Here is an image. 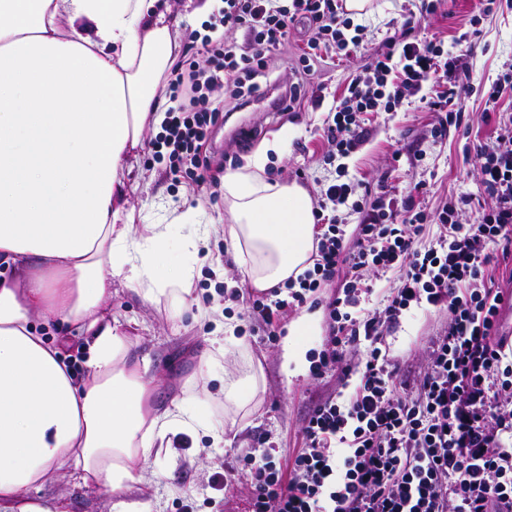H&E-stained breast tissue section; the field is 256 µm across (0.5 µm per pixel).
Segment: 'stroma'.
I'll use <instances>...</instances> for the list:
<instances>
[{"label": "stroma", "mask_w": 512, "mask_h": 512, "mask_svg": "<svg viewBox=\"0 0 512 512\" xmlns=\"http://www.w3.org/2000/svg\"><path fill=\"white\" fill-rule=\"evenodd\" d=\"M372 13L359 17L369 47H381L389 33L400 28L408 11L418 10L419 0H372ZM480 37H473V30ZM422 31L438 38L445 52H452L462 34L472 37L469 67L474 88L462 97L468 130H450L443 139L430 130L435 115L418 97H409L396 111L369 114L366 140L340 163L326 164L328 150L322 137L324 108L316 107L317 87L342 92L365 62L362 55L313 63L305 80V95L289 112H271L261 107L234 113L228 121H217L208 130L204 146L212 182L199 185L194 171L172 172L168 161L140 150V166L133 172L140 187L133 198L148 221L163 217L161 206L172 203L180 209L203 207L207 228L208 257L191 256L182 241L186 227L172 229V247L166 263L192 262L194 295L209 316H184L172 323L173 301L151 304L130 292L121 282L112 284V313L120 321H133L141 350L151 352L157 379L155 401L167 405L172 398L188 400L200 420L222 424L230 418L224 410V374L259 368L263 391L258 407L239 416L225 442L213 445L205 430L183 435L172 452L145 463L140 474L153 486V512H250L244 459L270 451L274 462L291 458L303 445L302 428L318 400L337 392L335 380H312L309 374L288 375L283 367L282 339L267 340L266 327L249 316L245 300L253 291L242 279L234 252L224 239L218 222L224 214V197L214 193V184L224 181L233 166H246L258 153H265L267 179L298 184L311 197L338 176L364 182L387 179L397 197H404L417 182L428 188L420 203L436 211L451 197L467 196L472 203L464 220L474 219L482 196L479 192L474 148L490 142L493 124L481 114L485 101L481 85L490 84L502 66L512 62V0H497L490 14H483L482 0H437L434 14L425 16ZM285 138L283 150H272L277 138ZM235 325L244 344L242 353L227 357L206 378H199V360L208 349L216 322ZM448 328V314L430 307L404 311L398 324L387 331L384 345L402 374L414 377L424 367L427 339ZM64 500L70 512H112L113 495L103 487H80L63 480L50 490Z\"/></svg>", "instance_id": "35a3bbf8"}]
</instances>
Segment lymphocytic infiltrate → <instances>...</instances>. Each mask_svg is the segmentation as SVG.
I'll list each match as a JSON object with an SVG mask.
<instances>
[{
    "mask_svg": "<svg viewBox=\"0 0 512 512\" xmlns=\"http://www.w3.org/2000/svg\"><path fill=\"white\" fill-rule=\"evenodd\" d=\"M311 34L302 62L347 56L365 49L343 0H221L201 37L217 45L208 65L178 61L170 83L163 132L153 155L173 170H207L200 154L216 110L205 91L220 88L232 111L248 108L257 91L244 79L264 75L268 58L283 46L296 21ZM415 15L370 52L360 73L331 106L322 125L335 158L347 157L366 138L360 117L389 112L421 90L433 109L444 111L431 129L445 138L461 127L456 102L467 84L466 50L445 56L440 44L418 35ZM246 29L240 45L228 32ZM512 92V64L503 66L485 94L484 120L496 124L491 142L479 145V183L490 202L471 223L460 219L466 198L449 199L440 210L422 209L414 195L396 199L387 186L360 187L337 180L321 190L313 214V267L299 276L284 299L250 297L248 312L262 318L268 338L278 333L287 308L324 305L327 334L311 369L313 379L330 373L353 382L343 400L322 398L303 427L305 446L288 470L269 454L246 460L251 512H512V344L498 333V316L511 296L499 285L492 252L512 261V115L499 101ZM361 196L360 221L345 231L336 211ZM442 232L417 249L427 225ZM396 269L399 285L382 308H362L370 275ZM337 292L321 300L329 283ZM448 313L447 330L430 338L426 365L416 378L400 376L383 355L386 331L411 306ZM366 344L364 359L351 350Z\"/></svg>",
    "mask_w": 512,
    "mask_h": 512,
    "instance_id": "f902f5d3",
    "label": "lymphocytic infiltrate"
}]
</instances>
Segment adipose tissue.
Segmentation results:
<instances>
[{
    "instance_id": "1",
    "label": "adipose tissue",
    "mask_w": 512,
    "mask_h": 512,
    "mask_svg": "<svg viewBox=\"0 0 512 512\" xmlns=\"http://www.w3.org/2000/svg\"><path fill=\"white\" fill-rule=\"evenodd\" d=\"M182 43L160 0H0V512H68L37 494L70 477L115 496L112 512H148L139 470L193 430L194 408H159L150 353L112 315V282L143 300L196 307L194 267L160 268L170 229L136 228L145 132L165 118L161 95ZM224 234L242 274L268 290L310 265L313 200L272 183L262 163L224 175ZM61 335L47 343L34 318ZM83 338L74 373L62 348ZM256 370L224 375V406L250 412Z\"/></svg>"
}]
</instances>
